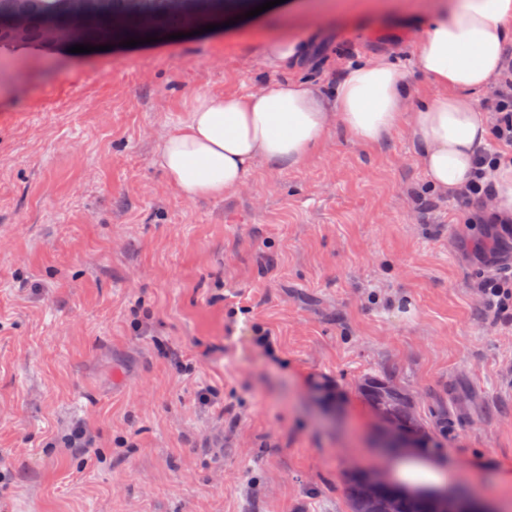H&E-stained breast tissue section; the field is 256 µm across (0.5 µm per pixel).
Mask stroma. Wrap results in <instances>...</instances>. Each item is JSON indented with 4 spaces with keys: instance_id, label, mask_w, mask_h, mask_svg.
I'll return each instance as SVG.
<instances>
[{
    "instance_id": "35a3bbf8",
    "label": "stroma",
    "mask_w": 512,
    "mask_h": 512,
    "mask_svg": "<svg viewBox=\"0 0 512 512\" xmlns=\"http://www.w3.org/2000/svg\"><path fill=\"white\" fill-rule=\"evenodd\" d=\"M345 2L294 20L306 50L282 69L262 55L276 15L220 48L0 47V512H350L347 472L378 461L358 384L383 374L458 491L512 499V328L478 288L512 266L474 259L487 225L429 190L406 136L335 130L225 199L179 195L156 162L195 96L331 88L380 52L434 97L407 21L436 0ZM81 424L90 450L65 447Z\"/></svg>"
}]
</instances>
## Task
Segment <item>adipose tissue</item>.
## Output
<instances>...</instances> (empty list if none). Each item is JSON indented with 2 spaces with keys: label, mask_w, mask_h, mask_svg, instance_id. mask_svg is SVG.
<instances>
[{
  "label": "adipose tissue",
  "mask_w": 512,
  "mask_h": 512,
  "mask_svg": "<svg viewBox=\"0 0 512 512\" xmlns=\"http://www.w3.org/2000/svg\"><path fill=\"white\" fill-rule=\"evenodd\" d=\"M415 66L438 91L413 102L403 66L387 53L344 66L333 92L293 77L245 93L196 96L156 160L184 197H229L263 164L293 167L333 127L367 144L403 130L432 190L456 194L472 179L490 123L478 97L505 68L512 43V0H443L421 23ZM392 480L412 491L443 489L441 466L423 452L386 462Z\"/></svg>",
  "instance_id": "obj_1"
}]
</instances>
